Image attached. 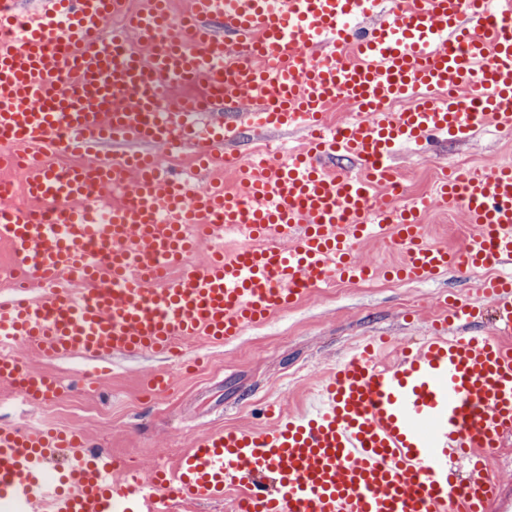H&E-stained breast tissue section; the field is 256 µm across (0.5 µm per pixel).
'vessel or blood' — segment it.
Masks as SVG:
<instances>
[{
  "label": "vessel or blood",
  "mask_w": 512,
  "mask_h": 512,
  "mask_svg": "<svg viewBox=\"0 0 512 512\" xmlns=\"http://www.w3.org/2000/svg\"><path fill=\"white\" fill-rule=\"evenodd\" d=\"M125 4L45 0L17 31L18 0H0V146L24 148L34 203L0 206V242L12 274L53 286L0 301V379L26 401L60 387L16 345L149 352L186 370L187 342H232L329 279L375 275L361 240L399 246L402 279L512 264L511 164L442 179L437 198L472 226L456 251L428 242L417 207L389 204L398 146L465 141L489 121L512 130V0H187L177 22L168 0H147L129 17L138 52L102 37ZM195 85L206 103L172 94ZM338 99L364 120L325 127ZM283 128L304 131L305 148L224 152L244 131ZM107 144L119 152L95 168L50 160ZM158 146L224 161L238 192L183 179ZM326 157L362 171L326 174ZM106 186L126 200L104 219L89 198ZM49 216L65 235L51 238ZM238 227L254 244L225 254ZM205 240V263L183 265ZM478 289L490 308L453 301L394 361L381 359L387 337H369L318 380L311 412L206 433L142 481L120 480L121 461L79 434L0 428V512H169L231 491L236 512H512L486 468L512 440V282Z\"/></svg>",
  "instance_id": "b4317fda"
}]
</instances>
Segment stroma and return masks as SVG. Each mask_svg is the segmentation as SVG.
Returning <instances> with one entry per match:
<instances>
[{
	"label": "stroma",
	"instance_id": "1",
	"mask_svg": "<svg viewBox=\"0 0 512 512\" xmlns=\"http://www.w3.org/2000/svg\"><path fill=\"white\" fill-rule=\"evenodd\" d=\"M391 162L404 186L399 203L411 206L433 190L438 165L464 163L481 172L512 164V132L487 126L468 142L440 139L424 152L403 146ZM422 223L433 243L450 248L460 247L470 232L462 213L442 207L424 213ZM479 280L450 272L420 281L380 276L361 287L324 288L233 343L190 344L186 356L195 370L189 375L153 355L113 356L100 373L82 357L48 359L20 345L16 352L27 365L57 379L64 390L53 403L30 404L0 381V426L79 432L145 478L155 462L176 460L202 432L268 428L276 408L303 412L317 379L349 347L374 334L388 336L394 353L415 345L444 297L481 304ZM165 370L170 390L158 399L147 396L146 378Z\"/></svg>",
	"mask_w": 512,
	"mask_h": 512
}]
</instances>
